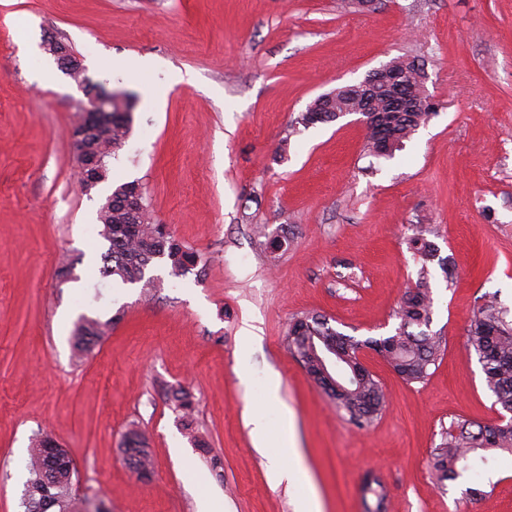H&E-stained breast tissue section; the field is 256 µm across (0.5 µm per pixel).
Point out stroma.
<instances>
[{
  "instance_id": "obj_1",
  "label": "stroma",
  "mask_w": 512,
  "mask_h": 512,
  "mask_svg": "<svg viewBox=\"0 0 512 512\" xmlns=\"http://www.w3.org/2000/svg\"><path fill=\"white\" fill-rule=\"evenodd\" d=\"M48 33L135 102L107 181L88 193L71 137L85 96L44 52ZM402 56L436 109L394 158L363 153L356 115L296 125L319 95ZM139 58L153 68L113 75ZM131 181L151 221L200 256L179 277L154 261L153 289L92 276L107 247L97 213ZM416 224L448 261L429 283L441 358L409 382L364 347L387 405L360 427L291 356L288 324L315 312L361 342L395 334L420 268L406 243ZM261 225L288 230L277 257ZM493 298L512 310V0H0V512H22L15 450L42 431L74 462L80 512H199L204 498L220 512H299L298 490L267 472L291 442L322 512H366L369 476L387 512H512V455L444 483L433 467L451 422L512 421L466 347ZM83 316L114 325L79 362ZM272 372L288 433L267 400ZM177 383L221 475L183 434L166 394ZM253 409L273 428L263 449ZM132 425L150 438L146 481L119 450Z\"/></svg>"
}]
</instances>
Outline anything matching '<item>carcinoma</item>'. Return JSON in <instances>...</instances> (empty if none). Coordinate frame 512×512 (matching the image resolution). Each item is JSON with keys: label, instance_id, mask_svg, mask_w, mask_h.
<instances>
[{"label": "carcinoma", "instance_id": "1", "mask_svg": "<svg viewBox=\"0 0 512 512\" xmlns=\"http://www.w3.org/2000/svg\"><path fill=\"white\" fill-rule=\"evenodd\" d=\"M403 73L401 82L404 89L416 86L419 65L415 61H398ZM357 104L351 93L341 90L333 103L320 104L313 101V112H303L297 123L303 126L336 120V106ZM430 116L428 112H387L385 123L366 130L365 151L378 155V142H391L393 152L405 147V142L416 134L421 124ZM131 111L112 106V128L103 152V164H108L114 151L118 150L131 132ZM125 184L112 190V206H102L98 221L102 229L98 235L108 243L101 254L98 269L102 278L118 279L124 284L143 281L146 270L157 259L170 264L171 273L182 275L196 266L199 256L177 240L161 224H152L149 217L137 220L123 205L120 192ZM432 230L423 225L414 226L408 238L409 248L419 256L421 267L415 287L405 292L396 311L399 320L398 332L383 339L367 341V344L395 369L405 374L410 382H421L429 376L431 366L436 364L442 344V337L425 330L432 321V298L428 288L429 264L436 262L445 269V261L439 258L438 248L427 238ZM509 311L502 308L495 299L484 303L474 315L467 336V347L475 352L481 363L488 389L501 408L512 413V319ZM120 320L116 314L106 322L82 317L75 324L71 336L74 350L79 355L92 352L112 322ZM354 349L360 342L329 326L328 320L317 313H308L291 320L287 333L289 352L301 363L308 376L344 409L350 420L359 426L369 424L378 415L385 403V396L379 382L370 373L344 383L340 392L321 377L322 354L335 341ZM167 395L174 409L179 412L184 430L196 448L206 447V442L192 428L191 415L194 409L192 395L181 385L168 387ZM57 445L48 435L36 437L31 449L22 502H38L49 497L52 512H74L70 491V476L67 454L55 452ZM123 460L137 477H147L152 471V456L149 439L137 427H131L123 434L119 445ZM512 454V428L478 426L473 432L467 426L452 423L445 432L442 442L434 450V468L442 481H453L464 474L486 464L498 452Z\"/></svg>", "mask_w": 512, "mask_h": 512}]
</instances>
